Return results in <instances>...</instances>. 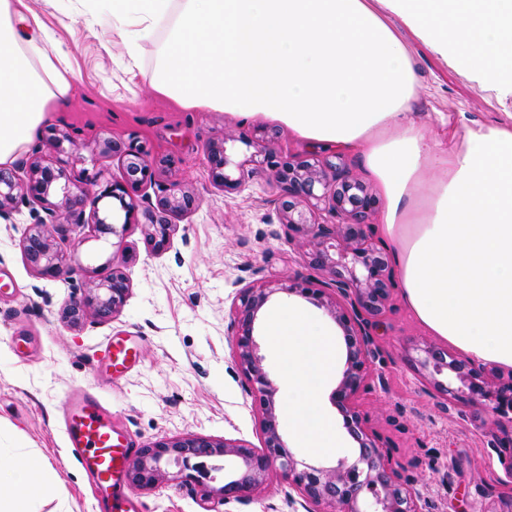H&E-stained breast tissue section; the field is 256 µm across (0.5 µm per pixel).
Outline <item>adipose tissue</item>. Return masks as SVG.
I'll list each match as a JSON object with an SVG mask.
<instances>
[{
  "label": "adipose tissue",
  "mask_w": 512,
  "mask_h": 512,
  "mask_svg": "<svg viewBox=\"0 0 512 512\" xmlns=\"http://www.w3.org/2000/svg\"><path fill=\"white\" fill-rule=\"evenodd\" d=\"M89 27L124 47L129 81L186 110L278 123L361 156L386 199L381 224L413 317L468 358L512 368V121L436 149L409 110L413 34L499 102H512V0H85ZM156 62L144 69L146 43ZM72 66L31 0H0V165L68 102ZM280 410L298 447L341 445L322 396L341 341L314 313L272 309ZM45 468L0 458V512H29Z\"/></svg>",
  "instance_id": "obj_1"
}]
</instances>
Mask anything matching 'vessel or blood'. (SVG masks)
Here are the masks:
<instances>
[{"instance_id":"b4317fda","label":"vessel or blood","mask_w":512,"mask_h":512,"mask_svg":"<svg viewBox=\"0 0 512 512\" xmlns=\"http://www.w3.org/2000/svg\"><path fill=\"white\" fill-rule=\"evenodd\" d=\"M105 353L117 369L127 368L138 353L120 341H108ZM64 434L70 458L88 476L101 512H136L125 482L134 452L132 436L114 425L112 413L85 389L69 392L62 403Z\"/></svg>"}]
</instances>
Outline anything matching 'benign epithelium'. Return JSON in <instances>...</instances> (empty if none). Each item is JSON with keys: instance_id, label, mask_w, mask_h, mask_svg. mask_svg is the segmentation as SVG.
Here are the masks:
<instances>
[{"instance_id": "benign-epithelium-1", "label": "benign epithelium", "mask_w": 512, "mask_h": 512, "mask_svg": "<svg viewBox=\"0 0 512 512\" xmlns=\"http://www.w3.org/2000/svg\"><path fill=\"white\" fill-rule=\"evenodd\" d=\"M265 134L252 142L254 153L237 165L238 176L224 172L228 164L225 144L234 137L209 148L213 180L226 190H235L260 170L271 172L279 195L275 200L279 224L288 231V241L307 248L310 264L328 274L321 287L311 281L288 278L273 286L240 289L233 303L232 357L244 378L247 392L255 394L259 413L261 447L237 440L217 443L204 436H188L159 442L140 449L128 467L133 487L148 490L159 481H182L190 474L167 472L166 466L188 464L192 457H222L224 485L204 489V498L217 493L224 501L250 499L252 493L277 474L288 484L287 505L301 506L305 512H428L421 495L394 475L388 455L378 437L365 426L354 402L366 386L370 362L376 352L380 316L392 286L385 252L369 242L367 218L377 204L367 186L342 164L324 158L296 156L282 160L267 146ZM102 155H117L124 165L121 181L99 182L94 174L86 180L95 190L89 192L74 183L63 167L45 165L42 159L22 158L13 167L0 166V219L10 220L20 202L39 203L49 221L30 225L22 242L27 263L44 278H53L67 267V257L58 247L56 235L64 224L92 223L100 234H118L131 224H141L147 238L158 250L164 248L175 231L172 218L188 214L200 206L199 198L178 183L171 184L156 204L142 211L133 193L155 176V163L144 146L105 140L99 145ZM110 198L124 213L123 222L112 211L100 212L99 203ZM322 210L336 215L334 224H321L316 216ZM339 240L340 259L329 249ZM130 288L119 262L111 271L90 280L84 295L65 304L61 317L76 326L90 311L108 319L123 306ZM277 292L297 294L324 308L343 331L346 359L341 378L332 393V403L342 413L344 427L357 444L356 456L340 458L330 465L297 461L282 439L278 428L275 397L278 389L262 364L255 325L259 314ZM434 372L448 370L467 386L470 402L482 405L490 391L488 382L476 368L458 360L448 351L427 347Z\"/></svg>"}]
</instances>
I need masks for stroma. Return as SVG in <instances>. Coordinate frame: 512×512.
<instances>
[{"label": "stroma", "mask_w": 512, "mask_h": 512, "mask_svg": "<svg viewBox=\"0 0 512 512\" xmlns=\"http://www.w3.org/2000/svg\"><path fill=\"white\" fill-rule=\"evenodd\" d=\"M33 6L57 30L70 58L73 96L69 108L39 126L24 154L62 160L81 186L95 172L108 181L123 177L121 159L99 155L97 143H142L154 157H173L175 165L157 170L137 192L140 207L173 182L201 200L196 211L176 217L175 234L160 253L134 224L119 238L98 234L90 224L65 225L58 245L69 251V267L54 278L39 276L22 251L27 229L45 211L21 203L11 221L0 222V452L18 448L45 461L48 488L31 502V512H97L89 479L65 445L66 394L92 390L139 449L187 434L259 446L257 410L231 356L233 302L249 286L297 275L320 282L326 274L279 233L270 175L255 174L231 192L213 182L210 145L225 141L227 156L242 161L251 153L243 137H260L269 121L182 109L128 81L119 67L123 47L111 33L89 29L77 14L62 15L44 0ZM410 45L416 83L411 110L431 139L446 140L460 125L490 124L512 111L511 103L480 91L418 40ZM51 127L71 136L62 151L45 143ZM271 147L286 158L340 157L353 175L372 181L361 158L287 130L278 131ZM115 254L124 256L131 286L121 311L105 320L87 316L76 328L64 323L62 307L82 296L89 271L108 274ZM113 336L131 338L139 355L120 379L109 375L103 360ZM434 341L409 314L400 286H393L356 408L398 478L430 501V512H488L498 498L512 495V480L490 445L492 433L512 431V418H499L490 398L473 410L465 390L443 400L434 384L447 382V374L424 363ZM201 494L197 483L168 482L134 496L148 512H289L288 486L275 475L246 503L205 502Z\"/></svg>", "instance_id": "1"}]
</instances>
